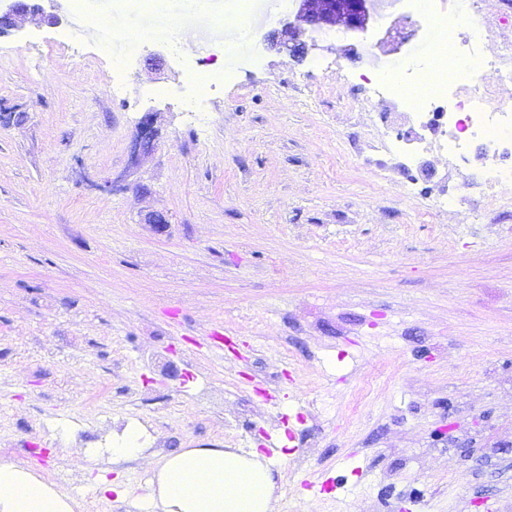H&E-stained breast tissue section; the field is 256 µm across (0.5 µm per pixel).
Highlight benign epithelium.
<instances>
[{"label": "benign epithelium", "instance_id": "1", "mask_svg": "<svg viewBox=\"0 0 512 512\" xmlns=\"http://www.w3.org/2000/svg\"><path fill=\"white\" fill-rule=\"evenodd\" d=\"M10 5L0 11V34L15 26L23 18L36 25L50 23L55 16L46 12L40 0H9ZM293 20L271 36L270 45L291 55L304 52L303 37L311 27L337 28L346 33H364L371 24L367 0H295ZM155 112H146L139 121L132 143V155L151 150L158 138Z\"/></svg>", "mask_w": 512, "mask_h": 512}]
</instances>
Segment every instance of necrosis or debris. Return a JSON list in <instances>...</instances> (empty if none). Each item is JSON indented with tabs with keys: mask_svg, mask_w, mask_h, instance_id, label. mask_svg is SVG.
Instances as JSON below:
<instances>
[{
	"mask_svg": "<svg viewBox=\"0 0 512 512\" xmlns=\"http://www.w3.org/2000/svg\"><path fill=\"white\" fill-rule=\"evenodd\" d=\"M428 17L459 40L462 64L454 73H440L421 99L407 93L419 82L421 66L407 76L372 80V94L392 97L412 131L400 137L379 134L366 150L383 154L386 166L404 171L421 168L430 149L446 152L451 170L462 174L463 182L430 196L432 209L470 207L475 190L494 201L498 188L512 182V102L494 100L482 75L492 69L501 83H512V41H503L499 53L488 56L481 45L489 31L480 16H473L464 28L444 7L431 10Z\"/></svg>",
	"mask_w": 512,
	"mask_h": 512,
	"instance_id": "obj_1",
	"label": "necrosis or debris"
}]
</instances>
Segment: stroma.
Returning a JSON list of instances; mask_svg holds the SVG:
<instances>
[{"label": "stroma", "mask_w": 512, "mask_h": 512, "mask_svg": "<svg viewBox=\"0 0 512 512\" xmlns=\"http://www.w3.org/2000/svg\"><path fill=\"white\" fill-rule=\"evenodd\" d=\"M504 2L452 0L488 23L489 55L512 36ZM45 8L57 24L20 20L0 36V107L20 117L0 125V448L12 461L44 449L36 472L84 512H147L103 497L84 460L136 423L164 454L257 450L277 512H512V187L478 223L430 212L411 174L378 180L353 146L392 109L360 79L429 59L446 32L384 47L415 6L377 0L365 34L310 30L297 60L268 44L294 0ZM240 13L242 50L225 23ZM113 14L194 41L116 53L97 35ZM190 67L223 79L197 96ZM147 112L159 142L135 158ZM216 331L232 350L213 351Z\"/></svg>", "instance_id": "obj_1"}]
</instances>
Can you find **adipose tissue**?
<instances>
[{"label":"adipose tissue","instance_id":"adipose-tissue-1","mask_svg":"<svg viewBox=\"0 0 512 512\" xmlns=\"http://www.w3.org/2000/svg\"><path fill=\"white\" fill-rule=\"evenodd\" d=\"M139 427H127L108 456L94 457L101 472L148 456ZM275 483L269 461L258 451L220 446L183 448L162 457L146 496L149 512H274ZM75 498L30 468L0 462V512H82Z\"/></svg>","mask_w":512,"mask_h":512}]
</instances>
